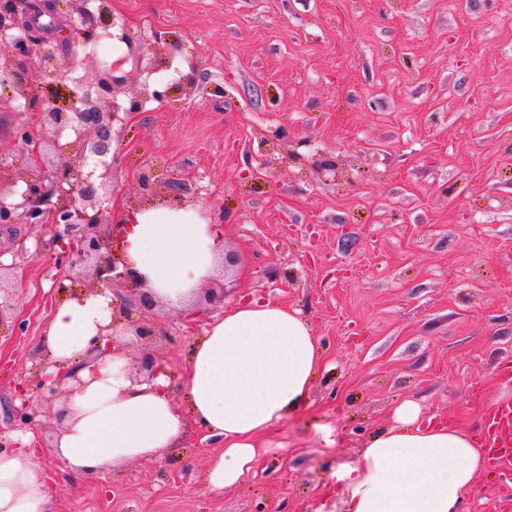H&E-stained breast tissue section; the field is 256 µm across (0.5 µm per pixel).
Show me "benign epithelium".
Instances as JSON below:
<instances>
[{
  "mask_svg": "<svg viewBox=\"0 0 512 512\" xmlns=\"http://www.w3.org/2000/svg\"><path fill=\"white\" fill-rule=\"evenodd\" d=\"M69 27L65 38L75 47L60 54L50 36L31 41L18 36L21 26L12 11H0V84L11 85L22 95L37 82L55 93L60 102L42 107L0 135V224H46L57 228L66 242L61 262L66 275L56 281L57 291L69 292L74 278H87V292L112 289L119 281L136 286L138 299L112 294V322L141 340L168 339L151 320L132 319V314L156 305L146 283L131 274L123 249L120 225L110 221L106 203L114 193L112 157L114 144L126 117L149 101L163 102L175 92L195 91L200 70L197 61L186 60L187 71L175 69L178 78L160 90L151 76L169 70L174 53L163 51L156 63L139 66V44L111 17L108 0H69ZM117 38L129 48V58L102 64L83 47L91 42ZM133 59L139 71L136 91L129 86V72L122 65ZM67 155L82 160L95 158L101 172L86 171L63 161ZM78 382L76 374L62 370L44 375L38 393L44 413L53 415L57 397Z\"/></svg>",
  "mask_w": 512,
  "mask_h": 512,
  "instance_id": "benign-epithelium-1",
  "label": "benign epithelium"
}]
</instances>
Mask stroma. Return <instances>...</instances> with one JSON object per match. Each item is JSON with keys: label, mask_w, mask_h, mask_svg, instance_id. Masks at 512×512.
Instances as JSON below:
<instances>
[{"label": "stroma", "mask_w": 512, "mask_h": 512, "mask_svg": "<svg viewBox=\"0 0 512 512\" xmlns=\"http://www.w3.org/2000/svg\"><path fill=\"white\" fill-rule=\"evenodd\" d=\"M143 63L175 42L192 97L148 102L115 145L117 200L175 182L235 257L223 303L150 349L172 375L224 309L299 311L323 348L307 404L261 434L256 475L214 490L220 449L190 433L150 463L71 478L44 419L37 472L56 512H337L332 474L396 408L475 431L512 358V0H111ZM51 224L0 226L12 308L0 325V447L27 432L38 346L63 275Z\"/></svg>", "instance_id": "35a3bbf8"}]
</instances>
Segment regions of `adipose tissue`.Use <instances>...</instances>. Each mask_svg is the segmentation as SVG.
Wrapping results in <instances>:
<instances>
[{"mask_svg": "<svg viewBox=\"0 0 512 512\" xmlns=\"http://www.w3.org/2000/svg\"><path fill=\"white\" fill-rule=\"evenodd\" d=\"M127 259L157 300L185 306L215 273L221 237L199 208L168 202L118 208ZM112 294L59 302L39 340L52 361L83 384L65 402L54 452L71 472H102L128 461H155L198 428L223 443L205 474L215 489L247 480L261 454L259 433L303 407L321 361L318 339L297 313L269 302L225 310L194 344L182 386L189 410L174 401L171 377L133 382L124 349L89 361L88 348L111 321ZM418 407L404 402L397 426L371 436L357 458L337 468L343 512H465L484 469L482 450L450 426H418ZM32 426L19 448L0 450V512H53L47 482L31 464Z\"/></svg>", "mask_w": 512, "mask_h": 512, "instance_id": "1", "label": "adipose tissue"}]
</instances>
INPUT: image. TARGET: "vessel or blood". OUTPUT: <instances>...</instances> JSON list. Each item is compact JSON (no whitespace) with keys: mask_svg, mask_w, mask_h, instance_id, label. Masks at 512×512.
Segmentation results:
<instances>
[{"mask_svg":"<svg viewBox=\"0 0 512 512\" xmlns=\"http://www.w3.org/2000/svg\"><path fill=\"white\" fill-rule=\"evenodd\" d=\"M496 376L507 393L487 404L475 432L476 444L484 449L490 470L508 481L512 479V365L499 366Z\"/></svg>","mask_w":512,"mask_h":512,"instance_id":"1","label":"vessel or blood"}]
</instances>
